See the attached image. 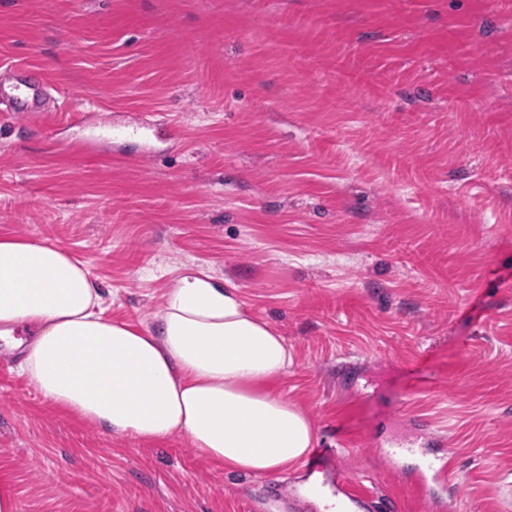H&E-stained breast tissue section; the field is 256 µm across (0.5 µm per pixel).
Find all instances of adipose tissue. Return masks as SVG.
Returning <instances> with one entry per match:
<instances>
[{"label":"adipose tissue","mask_w":512,"mask_h":512,"mask_svg":"<svg viewBox=\"0 0 512 512\" xmlns=\"http://www.w3.org/2000/svg\"><path fill=\"white\" fill-rule=\"evenodd\" d=\"M21 326V373L97 428L143 444L183 434L200 457L251 475L286 472L313 446L310 418L274 387L292 363L284 338L205 273L184 275L144 328L106 315L64 247L1 235L0 340Z\"/></svg>","instance_id":"ef3b65f1"}]
</instances>
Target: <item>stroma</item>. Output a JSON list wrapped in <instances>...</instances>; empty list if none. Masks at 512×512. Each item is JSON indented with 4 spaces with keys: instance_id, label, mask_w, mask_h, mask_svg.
Segmentation results:
<instances>
[{
    "instance_id": "obj_1",
    "label": "stroma",
    "mask_w": 512,
    "mask_h": 512,
    "mask_svg": "<svg viewBox=\"0 0 512 512\" xmlns=\"http://www.w3.org/2000/svg\"><path fill=\"white\" fill-rule=\"evenodd\" d=\"M0 235L86 264L152 325L187 269L292 356L352 512H512V0H0ZM0 341V493L17 512H312L301 467L243 476L45 400ZM452 458L431 500L420 465ZM49 82L41 71L24 70L19 72L9 88L8 96L15 102L12 112H28L33 119H41L45 108L43 96L49 89Z\"/></svg>"
}]
</instances>
